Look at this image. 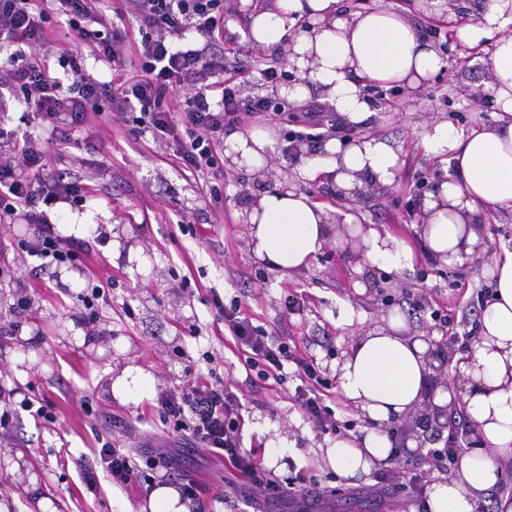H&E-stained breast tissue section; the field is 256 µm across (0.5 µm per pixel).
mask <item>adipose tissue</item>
<instances>
[{
    "label": "adipose tissue",
    "instance_id": "1",
    "mask_svg": "<svg viewBox=\"0 0 512 512\" xmlns=\"http://www.w3.org/2000/svg\"><path fill=\"white\" fill-rule=\"evenodd\" d=\"M338 0H271L250 16V37L262 46L287 44L293 85L282 93L292 102L311 90L351 125L366 126L372 116L366 85L419 88L442 72L447 62L423 40L405 16L384 7L345 12ZM460 44L492 42L485 93L496 113L494 125L465 131L445 121L424 131L426 154L452 168L421 201L424 222L416 233L425 251L443 264L461 263L478 253L477 226L492 212L512 213V0H482L476 21L454 29ZM274 130L258 128L230 134L224 154L231 164L262 171L274 152ZM402 148L385 137L363 135L344 145L333 140L305 158L300 174L324 176L350 196L366 186L394 185L402 168ZM249 245L269 269L290 274L310 266L329 241L356 251L365 265L386 271L409 267L413 251L405 240L377 225L357 224L351 212L328 210L295 189L267 190L246 215ZM347 234H336V227ZM495 287L480 316V339L472 363L461 370L473 384L465 413L474 420L480 443L460 461L455 477L427 482L428 512H480L497 495L496 512H512V496L498 495L501 462L512 460V252L491 270ZM399 314L360 336L335 372L338 390L373 427L364 436L328 439L324 450L336 474L353 479L389 467L393 441L384 425L409 416L431 386L426 345L405 335Z\"/></svg>",
    "mask_w": 512,
    "mask_h": 512
}]
</instances>
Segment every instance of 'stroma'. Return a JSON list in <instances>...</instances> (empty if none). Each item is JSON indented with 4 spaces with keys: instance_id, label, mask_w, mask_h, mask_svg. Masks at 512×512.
Instances as JSON below:
<instances>
[{
    "instance_id": "1",
    "label": "stroma",
    "mask_w": 512,
    "mask_h": 512,
    "mask_svg": "<svg viewBox=\"0 0 512 512\" xmlns=\"http://www.w3.org/2000/svg\"><path fill=\"white\" fill-rule=\"evenodd\" d=\"M339 5L383 6L403 13L448 60L446 74L419 91L381 88L369 131L395 140L403 149L404 165L390 194L371 193L353 207L359 222L381 225L410 244L412 267L401 272L363 268L356 253L331 244L308 269L283 276L267 271L249 248L245 215L261 191L286 185L336 207L334 184L323 176L302 179L298 169L303 155L323 150V136L349 131L337 113L324 112L320 140L299 150L289 147L287 138L290 132L304 131V113L292 118L284 113L274 118L245 115L226 124L228 135L272 124L280 142L268 158L269 182L222 165L224 202L218 206L202 202V179L184 172L172 149L156 145L148 135L129 136L110 109L90 114L77 134L79 149L60 162L83 187L86 203L79 212L61 203L50 214L62 224L89 225L87 235L74 241L83 269L60 267L32 276L33 259L16 246L25 224L0 223V267L7 272L0 279V322L11 320L18 297L34 301L16 333L0 335V385H11L9 405L17 411L8 434H0L1 491L22 489L34 478L59 512H137L148 497L144 487L113 484L100 469L95 483H88L77 461L94 459L103 441L111 440L100 421L105 413L130 417L133 428L120 445L133 453H143L150 441L175 444L176 435L164 431L154 415L155 396L206 373L200 355L208 350L216 357L217 374L243 404L247 430L242 446L255 449L267 469L281 478L312 476L320 484L326 512H425L421 490L406 488L399 466L387 469L392 489L380 503L368 495L377 474L338 477L316 454L326 436L295 399L298 379L290 376L277 384L248 375L212 303L216 295L224 304L239 303L254 324L288 340L291 350L313 360L327 379L352 341L395 311L402 314L409 336L429 332L441 339L443 333L435 330L430 316L436 309L448 313V333L457 342L479 333L493 284L490 268L504 251H512V214H488L479 227L483 251L465 264L442 266L417 238L421 212L414 204L421 189L446 175L445 165L421 147L426 127L438 119L466 130L495 122L488 101L477 104L470 98L490 78L484 63L489 51L458 44L448 23L452 15L476 18L479 0H438L429 10L421 8L420 0H339ZM115 240L120 243L116 249L111 246ZM90 277L113 282L94 325L83 322L78 299ZM290 295L301 300L293 311L285 307ZM343 303L358 314L352 324L336 322ZM196 328L201 331L197 337L192 334ZM130 365L153 376V396L124 402L112 396V381ZM19 369L26 373L21 384L15 376ZM27 398L50 401V419L22 410L20 402ZM254 424L288 436L294 448L277 453L251 432ZM183 473L200 488L190 512H254L244 500L234 507L216 502L219 490L237 498L241 477L206 449L185 459Z\"/></svg>"
}]
</instances>
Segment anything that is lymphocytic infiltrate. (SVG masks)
Instances as JSON below:
<instances>
[{
	"label": "lymphocytic infiltrate",
	"mask_w": 512,
	"mask_h": 512,
	"mask_svg": "<svg viewBox=\"0 0 512 512\" xmlns=\"http://www.w3.org/2000/svg\"><path fill=\"white\" fill-rule=\"evenodd\" d=\"M128 4L141 33L143 63L137 78L114 83L87 73L81 53L87 46L98 60L114 64L125 45V30L107 24L99 0H0V86H9L25 108L22 133L8 129L0 119V140L19 144L14 160L0 162V223L18 219L26 223L29 232L18 246L41 271L81 263L79 250L54 230L48 212L61 202L82 209L86 197L66 175L52 173L46 145L70 144V128L83 124L89 112L109 104L130 133L148 132L156 144L176 145L184 170L204 176L219 170L218 139L225 123L272 109L269 98L244 92L239 75L248 50L224 30V0H128ZM54 14L71 19L74 31V47L60 61L64 70L60 76L28 55L44 43L46 24ZM188 31L194 32V41L174 45V38ZM65 80L70 94L63 98L59 92ZM180 95L189 100L183 112L173 106ZM213 303L224 312L245 369L280 382L286 365H295L297 375L304 378L295 389L298 400L321 431L332 430L331 410L323 402V382L314 364L296 356L266 328L254 325L239 308H225L218 297ZM154 412L162 426L178 434L183 448H204L223 458L267 507L294 501L298 489L314 484L303 474L279 480L243 449L241 403L215 371L160 393ZM97 462L120 485L138 479L144 467L175 470L166 454L147 456L140 464L112 441L102 444Z\"/></svg>",
	"instance_id": "f902f5d3"
}]
</instances>
